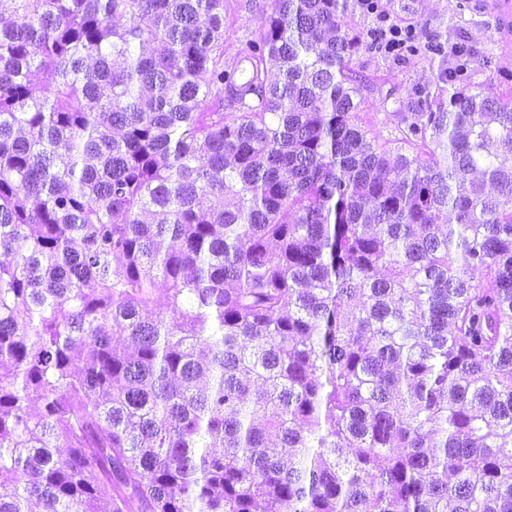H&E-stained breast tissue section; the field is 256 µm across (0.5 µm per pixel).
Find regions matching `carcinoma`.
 <instances>
[{
    "mask_svg": "<svg viewBox=\"0 0 512 512\" xmlns=\"http://www.w3.org/2000/svg\"><path fill=\"white\" fill-rule=\"evenodd\" d=\"M225 8L0 0V512H512V85ZM225 20V45L233 54L246 39H257L264 30L266 19L272 12L274 0H228ZM364 75H377L382 79L379 81L372 94L367 108L361 111L360 117L365 125L372 128L374 133L380 136H387V127H392L399 122L397 105L394 99L401 96L404 90L415 84H425L435 80L437 75V62L432 63L428 58L422 56L412 57L400 64H384L381 61L370 57H363ZM392 93L391 98L385 104H381L386 94Z\"/></svg>",
    "mask_w": 512,
    "mask_h": 512,
    "instance_id": "carcinoma-1",
    "label": "carcinoma"
}]
</instances>
